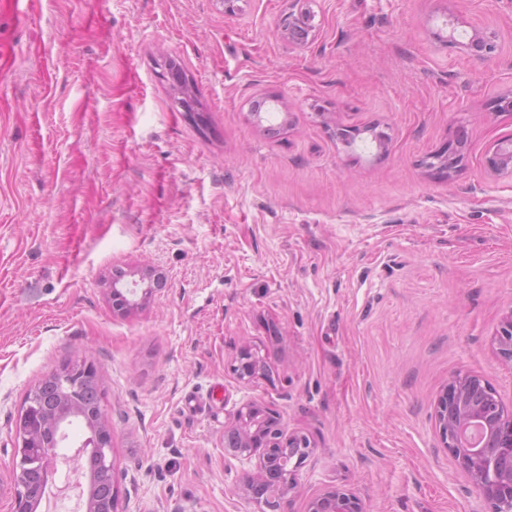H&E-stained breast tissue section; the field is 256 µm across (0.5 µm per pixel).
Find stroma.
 Masks as SVG:
<instances>
[{
  "label": "stroma",
  "instance_id": "stroma-1",
  "mask_svg": "<svg viewBox=\"0 0 512 512\" xmlns=\"http://www.w3.org/2000/svg\"><path fill=\"white\" fill-rule=\"evenodd\" d=\"M41 0L0 12V512H13L15 422L70 359L100 371L120 512H252L224 425L256 399L314 445L288 512L342 486L371 512H472L441 443L438 395L483 376L512 309V0ZM491 28L485 60L443 45ZM197 104H175L167 59ZM281 100L270 135L250 114ZM390 137L378 152L376 132ZM455 176L431 155L457 133ZM161 291L112 309L114 269ZM264 376L231 371L243 344ZM292 2L293 8L288 12V15L281 20L280 34L290 43L304 46L308 41V37H306L303 33H293L298 26L305 27V25H307L310 32H312L314 28L312 25L313 18L307 9L298 7V5L302 2L301 0H293ZM489 169L497 175L512 178V142L502 140L497 142L487 159Z\"/></svg>",
  "mask_w": 512,
  "mask_h": 512
}]
</instances>
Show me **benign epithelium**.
<instances>
[{"label":"benign epithelium","instance_id":"1","mask_svg":"<svg viewBox=\"0 0 512 512\" xmlns=\"http://www.w3.org/2000/svg\"><path fill=\"white\" fill-rule=\"evenodd\" d=\"M293 0V8L280 23V34L289 42L303 46L308 37L296 32L299 27L313 28L311 13ZM446 43L460 45L476 59H484L496 49L495 35L478 30L468 42L448 36ZM448 153L432 156L429 167L442 178H451L459 145L446 146ZM489 169L512 178V142H497L487 159ZM163 282L155 279L154 269L144 268L139 281L127 284L112 279L111 296L115 306L126 314L141 307ZM499 360L512 365V308L506 313L495 339ZM265 361L251 345L239 349L233 372L242 383L264 374ZM99 376L98 369L84 361L73 362L58 371L64 388L72 393L85 380ZM35 392L27 395L15 424L16 456L14 512H35L58 466L71 470L83 458L95 457L107 468L113 467L112 427L99 412L85 438L73 454L59 452L67 448V424L79 409L66 396L47 412L34 404ZM435 421L443 447L451 454L470 482V492L480 508L473 512H512V405L501 401L487 381L477 374H456L439 395ZM313 452L308 436L289 432L279 414L258 400L239 404L224 426V453L241 463H256L244 473L238 494L254 506L252 512H286L285 505L297 491L300 471ZM306 512H367L361 499L351 490L328 487L309 498Z\"/></svg>","mask_w":512,"mask_h":512}]
</instances>
